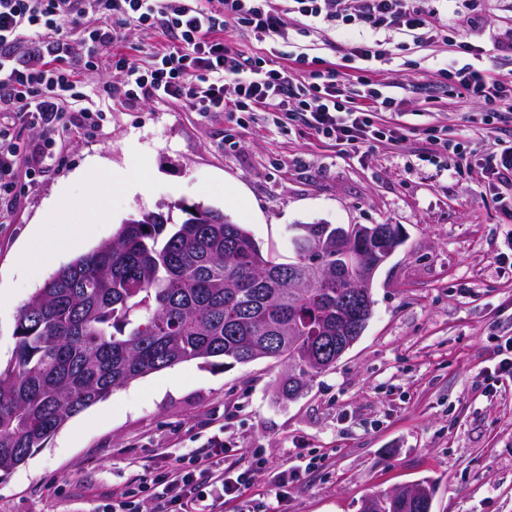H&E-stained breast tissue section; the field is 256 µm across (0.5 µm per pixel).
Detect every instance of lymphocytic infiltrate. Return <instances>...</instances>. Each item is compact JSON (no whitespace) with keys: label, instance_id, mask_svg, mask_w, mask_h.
<instances>
[{"label":"lymphocytic infiltrate","instance_id":"obj_1","mask_svg":"<svg viewBox=\"0 0 512 512\" xmlns=\"http://www.w3.org/2000/svg\"><path fill=\"white\" fill-rule=\"evenodd\" d=\"M290 14L302 17L309 30H395L426 42L447 38L452 29L448 16L428 0H0V198L12 194L20 164L35 174L57 137L105 120L80 90L85 74L103 68L121 74L114 90L131 106L153 98L195 112L262 111L280 126L301 122L317 139L352 153L374 141L405 140L404 126L375 120L376 113L399 106L368 77L390 60L385 42L353 43L343 68L329 65L299 75L286 61L306 63V53L283 52L278 63L261 47L247 52L224 37L233 23L259 44H289ZM135 27L163 36L146 66L125 51V33ZM460 49L469 62L438 68L440 83L472 99L485 124L512 114V76L479 67L483 46L464 42ZM114 90L102 85L96 93ZM19 122L39 129L40 139L17 142L13 127ZM222 448L214 439L209 451L180 456L113 497L106 512H141L144 493L155 512H224L225 501L245 496L250 482L225 472Z\"/></svg>","mask_w":512,"mask_h":512}]
</instances>
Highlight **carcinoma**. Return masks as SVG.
I'll list each match as a JSON object with an SVG mask.
<instances>
[{
    "instance_id": "carcinoma-1",
    "label": "carcinoma",
    "mask_w": 512,
    "mask_h": 512,
    "mask_svg": "<svg viewBox=\"0 0 512 512\" xmlns=\"http://www.w3.org/2000/svg\"><path fill=\"white\" fill-rule=\"evenodd\" d=\"M120 224L112 239L58 268L20 309L12 357L0 367V473L9 474L72 417L153 372L200 360L211 367L270 358L294 365V395L336 365V336L357 319L345 298L358 267L391 245L336 244V227L309 224L294 257L263 254L224 211L177 206ZM341 278H336V268ZM388 512H431L432 500L394 499Z\"/></svg>"
}]
</instances>
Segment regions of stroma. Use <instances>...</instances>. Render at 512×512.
I'll return each instance as SVG.
<instances>
[{"instance_id":"1","label":"stroma","mask_w":512,"mask_h":512,"mask_svg":"<svg viewBox=\"0 0 512 512\" xmlns=\"http://www.w3.org/2000/svg\"><path fill=\"white\" fill-rule=\"evenodd\" d=\"M294 42L311 57L338 61L352 36L325 28ZM512 39V0H484L476 23L455 20L448 41L424 44L379 32L395 55L375 81L401 101L391 122L408 129L396 145L362 153L263 117L237 125L221 112H192L148 100L94 99L102 127L68 133L36 182L19 178L0 199V363L14 348L20 306L59 267L110 240L142 212L203 203L245 225L263 251L292 257L302 224H397L404 244L372 286L373 316L335 368L315 376L297 399L283 397L286 370L270 359L221 370L191 361L114 390L71 418L45 447L0 477V512H101L145 473L166 469L214 435L224 468L248 473L246 497L224 512H360L364 497L418 481L433 486L432 512H512V379L491 376L512 337V183L479 184L478 160L512 134L471 127L472 104L433 76L458 45L485 46L486 68L512 72V55L490 48L488 33ZM466 137L456 170L422 162L426 128ZM134 175L127 195L90 176L91 167ZM72 221L94 202L104 221L81 244L44 225L59 199ZM316 457L317 469L305 470ZM297 471L283 500L270 477Z\"/></svg>"}]
</instances>
